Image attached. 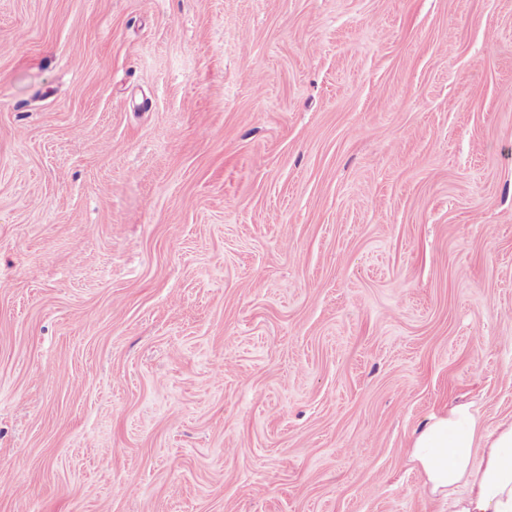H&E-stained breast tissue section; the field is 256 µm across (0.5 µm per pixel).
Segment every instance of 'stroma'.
I'll list each match as a JSON object with an SVG mask.
<instances>
[{"instance_id":"stroma-1","label":"stroma","mask_w":512,"mask_h":512,"mask_svg":"<svg viewBox=\"0 0 512 512\" xmlns=\"http://www.w3.org/2000/svg\"><path fill=\"white\" fill-rule=\"evenodd\" d=\"M512 419V0H0V512H448ZM409 458L432 493L448 496V512H512V421L485 432L468 406H454L412 437Z\"/></svg>"}]
</instances>
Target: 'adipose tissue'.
Returning a JSON list of instances; mask_svg holds the SVG:
<instances>
[{
	"mask_svg": "<svg viewBox=\"0 0 512 512\" xmlns=\"http://www.w3.org/2000/svg\"><path fill=\"white\" fill-rule=\"evenodd\" d=\"M409 458L449 512H512V421L486 432L468 406L452 407L412 437Z\"/></svg>",
	"mask_w": 512,
	"mask_h": 512,
	"instance_id": "obj_1",
	"label": "adipose tissue"
}]
</instances>
